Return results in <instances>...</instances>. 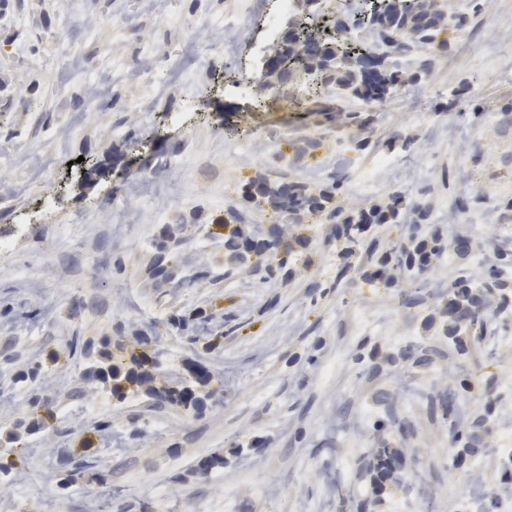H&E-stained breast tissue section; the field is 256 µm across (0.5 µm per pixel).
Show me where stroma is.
<instances>
[{"label": "stroma", "mask_w": 512, "mask_h": 512, "mask_svg": "<svg viewBox=\"0 0 512 512\" xmlns=\"http://www.w3.org/2000/svg\"><path fill=\"white\" fill-rule=\"evenodd\" d=\"M272 0H0V400L22 401L10 373L24 360L61 351L73 332L128 335L132 324L171 312L224 311L229 322L214 355L235 373L223 400L203 417L116 404L98 391L78 395L79 372L43 382L59 422L26 446L23 481L0 485L9 512H413L421 488L431 512H469L472 473L512 478V307L479 308L485 335H445L448 311L426 288L408 296L340 276L327 224H302L310 243L288 280L263 282L252 269L229 270L222 247L195 237L186 257L204 252L220 273L182 288L155 287L152 241L176 217L208 223L237 201L252 178L281 175L312 185L337 176L343 209L386 201L393 186L430 209L443 228L456 198L461 240L434 262L430 280L452 285L494 243L512 242V0H467L463 28L428 75L370 105L337 101L335 90L308 97L301 84L250 90V42L271 19ZM84 34L63 27L68 12ZM230 19L245 37L233 52L194 58L214 21ZM182 54L191 85L161 59ZM93 56L109 72L102 99L86 82L59 89L65 63ZM151 60L146 81L129 64ZM243 84L229 97L226 85ZM370 109L352 148L355 112ZM135 143H128L127 134ZM250 141L237 156L235 143ZM192 158L188 169H144L159 146ZM100 164L104 176L83 178ZM143 185L130 222L102 213ZM55 203L44 207L45 195ZM469 414L457 425L448 409ZM111 418L124 436L104 448L106 487L85 481L60 491L43 464L77 429ZM361 420L368 434L331 431V419ZM139 432L128 443L130 432ZM262 439L241 457L234 444ZM394 449L399 481L373 480L375 451ZM223 449V467L192 471ZM335 486H328V477Z\"/></svg>", "instance_id": "35a3bbf8"}]
</instances>
